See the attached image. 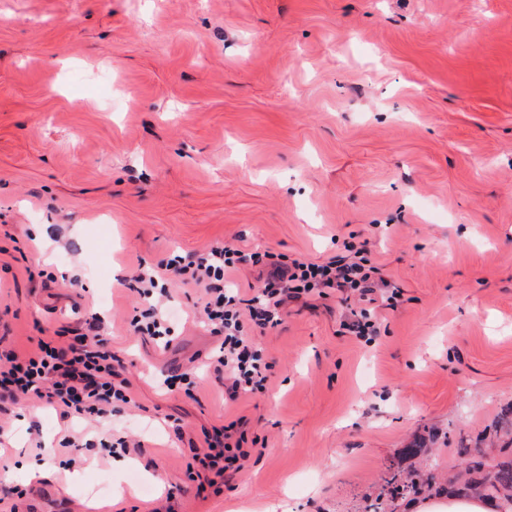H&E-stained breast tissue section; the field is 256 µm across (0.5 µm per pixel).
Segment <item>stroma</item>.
I'll use <instances>...</instances> for the list:
<instances>
[{
    "label": "stroma",
    "instance_id": "1",
    "mask_svg": "<svg viewBox=\"0 0 512 512\" xmlns=\"http://www.w3.org/2000/svg\"><path fill=\"white\" fill-rule=\"evenodd\" d=\"M364 250L400 288L365 345L357 300H289L256 333L267 391L224 401L202 288L136 334L140 265L230 243L283 263ZM99 317L132 403L103 421L0 405V512H364L402 448L442 487L486 464L512 404V0H0V351ZM189 371L194 397L167 392ZM242 418V476L187 466ZM134 442L128 466L104 439ZM88 439L79 452L64 437ZM47 475L28 482L20 467ZM131 327L134 332L140 335L152 336L155 339H163L165 336H169L170 333L165 314L156 306L144 310L140 318L133 319ZM344 325L349 332L359 340L364 341L365 344H371L376 341L378 327L370 310H351L350 316Z\"/></svg>",
    "mask_w": 512,
    "mask_h": 512
}]
</instances>
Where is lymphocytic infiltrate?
Masks as SVG:
<instances>
[{
	"mask_svg": "<svg viewBox=\"0 0 512 512\" xmlns=\"http://www.w3.org/2000/svg\"><path fill=\"white\" fill-rule=\"evenodd\" d=\"M246 259V254L234 246L215 245L191 260L173 258L160 269H145L136 279V287L143 295L164 287L173 277L203 287L204 319L213 333L223 338L213 357L214 369L223 374L224 393L232 401L264 392L272 374V363L248 334L247 325L263 328L276 324L278 307L291 296L331 288L364 300L375 291L366 257L324 264L295 259L288 264L270 262L261 297L245 299L231 292L227 281ZM114 360L96 324H89L86 333L67 345L42 341L37 351L28 356L6 355L0 361V399L32 395L67 414L111 416L131 401L124 383L113 380ZM244 442L231 424L205 433L206 450L197 461L215 477H232L242 471L249 455Z\"/></svg>",
	"mask_w": 512,
	"mask_h": 512,
	"instance_id": "lymphocytic-infiltrate-1",
	"label": "lymphocytic infiltrate"
}]
</instances>
